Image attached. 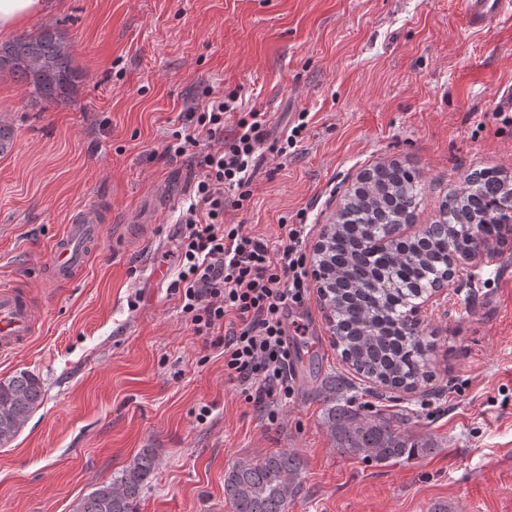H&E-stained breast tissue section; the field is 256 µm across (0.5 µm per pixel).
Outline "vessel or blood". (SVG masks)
Returning <instances> with one entry per match:
<instances>
[{
  "label": "vessel or blood",
  "instance_id": "b4317fda",
  "mask_svg": "<svg viewBox=\"0 0 512 512\" xmlns=\"http://www.w3.org/2000/svg\"><path fill=\"white\" fill-rule=\"evenodd\" d=\"M506 12L512 13V0H465V15L474 27L486 26ZM101 231L97 210L88 208L76 213L52 245L45 273L47 282L55 286L70 283L99 246ZM36 331L34 305L28 290L0 285V354L29 343Z\"/></svg>",
  "mask_w": 512,
  "mask_h": 512
}]
</instances>
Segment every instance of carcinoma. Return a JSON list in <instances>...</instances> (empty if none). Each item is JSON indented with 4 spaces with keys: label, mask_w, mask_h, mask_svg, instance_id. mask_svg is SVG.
Segmentation results:
<instances>
[{
    "label": "carcinoma",
    "mask_w": 512,
    "mask_h": 512,
    "mask_svg": "<svg viewBox=\"0 0 512 512\" xmlns=\"http://www.w3.org/2000/svg\"><path fill=\"white\" fill-rule=\"evenodd\" d=\"M9 71L26 84L30 96L51 101L73 96L82 75L74 66L70 42L58 28L47 25L34 34L0 42V72ZM448 209V239L426 225L414 242L395 240L388 252L372 257L367 246L385 234L389 224H406L422 199L419 176L406 169L375 168L372 177L355 187L338 223L324 240L317 257L333 275L319 298L330 311L334 344L356 373L411 390L430 380L429 343L418 327L407 328L402 308L412 304L438 274L451 253H475L484 226L507 216L512 183L498 173L466 181ZM394 280L399 288L386 293L374 284ZM329 381L325 419L337 450L351 457L388 463L436 448L430 437L414 439L399 415L364 418ZM44 389L29 372L0 378V407L8 410L15 431H0V447L10 443L30 414L42 403ZM156 452L142 448L110 482L76 500L72 512H138L142 490L152 482ZM300 462L286 450L269 456L237 460L224 474V500L231 512H288V493L297 479Z\"/></svg>",
    "instance_id": "cac0c4a2"
}]
</instances>
